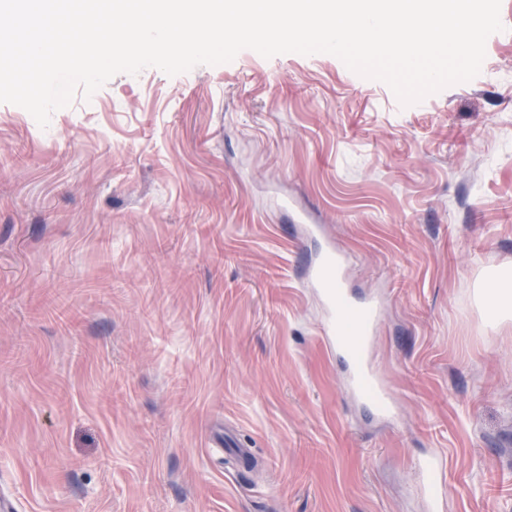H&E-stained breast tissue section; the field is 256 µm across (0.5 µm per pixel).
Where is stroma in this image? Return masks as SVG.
Masks as SVG:
<instances>
[{"label":"stroma","instance_id":"obj_1","mask_svg":"<svg viewBox=\"0 0 512 512\" xmlns=\"http://www.w3.org/2000/svg\"><path fill=\"white\" fill-rule=\"evenodd\" d=\"M480 73L402 106L328 53L0 103V494L16 512H512V0ZM288 207H281V200ZM321 224L306 235L297 213ZM384 301L379 418L310 272ZM512 267L504 266L484 280L478 297L490 312L492 327L512 322ZM422 480L421 491L426 495L429 511L446 510V487L448 482L447 458L441 452H432L419 462Z\"/></svg>","mask_w":512,"mask_h":512}]
</instances>
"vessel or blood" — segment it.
Listing matches in <instances>:
<instances>
[{"label":"vessel or blood","instance_id":"vessel-or-blood-1","mask_svg":"<svg viewBox=\"0 0 512 512\" xmlns=\"http://www.w3.org/2000/svg\"><path fill=\"white\" fill-rule=\"evenodd\" d=\"M347 258L329 251L325 261L312 273V282L321 292L328 309L324 333L333 348L344 352L349 360L346 386L350 394L370 399L379 415L390 411L394 398L384 377L374 371L365 359L379 315L376 304L364 303L352 308L344 290ZM421 490L426 495L430 512H445L448 463L444 454L432 452L419 463Z\"/></svg>","mask_w":512,"mask_h":512}]
</instances>
